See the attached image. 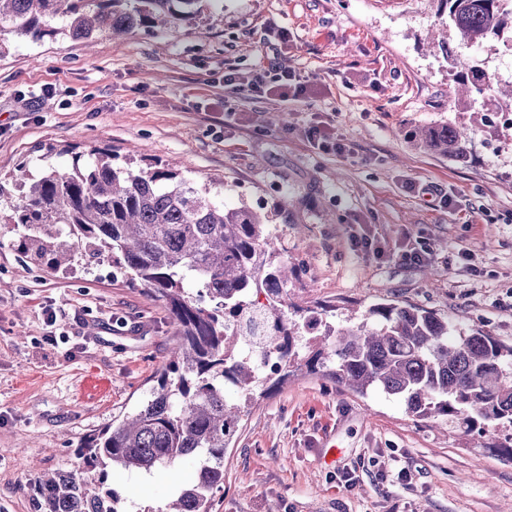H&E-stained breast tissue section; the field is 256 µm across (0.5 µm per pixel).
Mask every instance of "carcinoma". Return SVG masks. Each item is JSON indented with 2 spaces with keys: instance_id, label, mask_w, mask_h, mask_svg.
<instances>
[{
  "instance_id": "cac0c4a2",
  "label": "carcinoma",
  "mask_w": 512,
  "mask_h": 512,
  "mask_svg": "<svg viewBox=\"0 0 512 512\" xmlns=\"http://www.w3.org/2000/svg\"><path fill=\"white\" fill-rule=\"evenodd\" d=\"M200 0H0V38L39 42L59 36L88 40L144 27H174L196 18ZM448 25L481 48L512 29L506 0H441ZM466 71L464 107L476 106L487 81L482 60L457 59ZM470 132L452 126L412 135L415 146L467 162ZM224 181L200 185L180 172L149 164L115 165L112 149L95 147L58 168L43 157L39 176L21 163L0 181V224L33 265L68 272L103 257L130 281L163 301L176 324L169 357L147 401L121 421L88 435L75 472L46 473L31 486L39 512H123L107 486L109 470L149 472L197 461L192 483L177 486L163 512H210V493L224 485V448L236 432L241 405L272 376L285 380L299 353L302 329L319 313L288 302V264L270 232L268 215L250 206L227 209L217 199ZM265 295L258 306L253 296ZM306 312L303 324L288 310ZM268 327L276 369L258 373L241 356L254 319ZM336 337L315 342L306 360L336 385L359 395L384 393L422 419L463 417L469 430L512 423V347L490 336L456 334L435 312L378 304L356 326H327Z\"/></svg>"
}]
</instances>
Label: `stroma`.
<instances>
[{"instance_id":"stroma-1","label":"stroma","mask_w":512,"mask_h":512,"mask_svg":"<svg viewBox=\"0 0 512 512\" xmlns=\"http://www.w3.org/2000/svg\"><path fill=\"white\" fill-rule=\"evenodd\" d=\"M439 0H201L196 19L92 43L11 40L0 53V173L67 167L112 149L115 164L161 161L198 182L224 180V204L271 213L299 269L288 299L324 323L358 324L374 304L435 311L459 332L512 346V112L455 106L448 60L426 42ZM290 69L302 95L275 77ZM238 92L226 95L224 75ZM265 74L264 93L253 92ZM287 113V125L275 123ZM328 122L345 153L308 129ZM467 126L458 164L416 149L420 127ZM368 234L382 255L352 244ZM422 251L425 262L409 259ZM56 314L55 344L43 339ZM175 327L145 285L75 267L23 269L0 235V512H35L28 485L77 470L92 430L150 393ZM89 375L104 394L81 393ZM512 424L481 444L458 420L421 419L404 401L339 390L294 368L245 407L224 450L212 512H512ZM410 469L411 484L396 479ZM354 473L353 490L336 484ZM194 460L111 470L124 512H163Z\"/></svg>"}]
</instances>
